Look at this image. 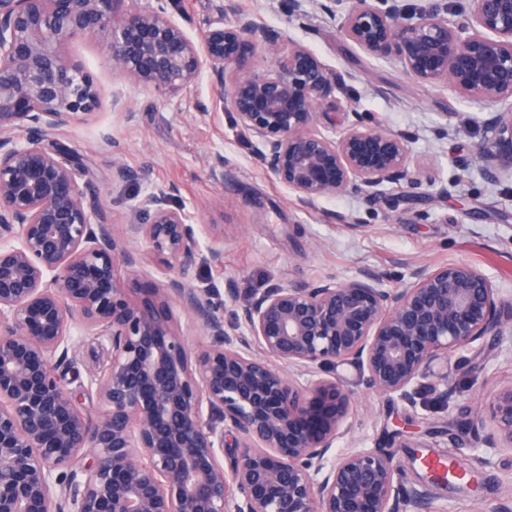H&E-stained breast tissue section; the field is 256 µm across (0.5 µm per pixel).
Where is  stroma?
Returning <instances> with one entry per match:
<instances>
[{
    "mask_svg": "<svg viewBox=\"0 0 512 512\" xmlns=\"http://www.w3.org/2000/svg\"><path fill=\"white\" fill-rule=\"evenodd\" d=\"M235 7L257 15L269 29L287 33L308 46L330 68L351 73L349 108L374 116L393 130L409 132L416 163L434 172L428 199L400 201L396 208L335 196L309 205L300 202L254 157L251 138L220 107L208 82L176 97L133 85L113 70L102 51V38L79 35L66 52L94 76L103 104L94 114L58 137L79 158L84 179L95 191L121 245H142L133 211L137 196L165 193L171 206L184 210L201 244H209L205 225L224 227V267L201 270L200 284L223 289L226 279L242 292L259 291L294 280H346L361 269L387 272V287L400 284L411 265L434 266L465 261L512 299V179L491 185L484 180L472 149L486 135L487 108L444 87L425 86L397 65L374 59L344 41L335 27L314 18L313 30L289 19L286 0H233ZM122 97L125 107L112 108ZM209 105V116L195 108ZM134 169L133 182L112 178L113 160ZM231 168L230 180L212 174L217 160ZM341 215L359 219L350 230ZM106 362L107 351L93 337L78 335L59 371L72 390L86 383L85 365ZM455 393L449 403L432 394L416 408L395 399L361 391L349 437L339 450L373 448L384 443L398 420L409 421L416 435L430 427L463 428L462 409H476L482 396L512 381V335L486 337L480 354L454 371ZM470 459L491 457L486 475L496 492L470 489L457 495L430 496L428 512H497L512 491V452L490 456L483 439L464 435Z\"/></svg>",
    "mask_w": 512,
    "mask_h": 512,
    "instance_id": "1",
    "label": "stroma"
}]
</instances>
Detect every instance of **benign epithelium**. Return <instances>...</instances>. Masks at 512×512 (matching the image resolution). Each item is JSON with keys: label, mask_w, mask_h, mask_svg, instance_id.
<instances>
[{"label": "benign epithelium", "mask_w": 512, "mask_h": 512, "mask_svg": "<svg viewBox=\"0 0 512 512\" xmlns=\"http://www.w3.org/2000/svg\"><path fill=\"white\" fill-rule=\"evenodd\" d=\"M216 2L192 33L173 0H0V512H419L427 493L391 453H336L355 404L339 369L411 407L424 387L446 402L448 357L512 335V301L479 268L447 262L410 269L403 288L376 270L252 294L229 279L231 336L191 278L224 267V229L201 248L186 213L153 192L134 211L162 278L130 297L122 270L142 254L120 245L78 158L53 139L101 103L64 51L75 36L101 35L113 69L168 96L208 76L262 165L306 203L388 200L394 187L414 200L431 182L411 164V135L343 107L344 74ZM311 5L417 82L509 104L484 119L473 154L487 182L512 177V0H288V13L303 21ZM339 111L336 138L319 124ZM182 313L208 344L189 345ZM77 331L110 351L105 370L86 367L94 417L54 362ZM475 419L488 448L512 449V382Z\"/></svg>", "instance_id": "benign-epithelium-1"}]
</instances>
